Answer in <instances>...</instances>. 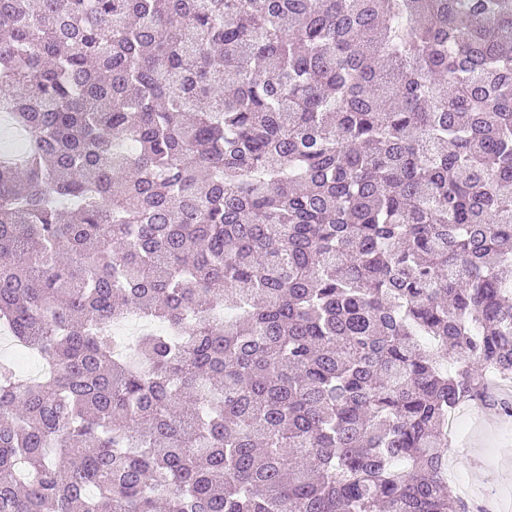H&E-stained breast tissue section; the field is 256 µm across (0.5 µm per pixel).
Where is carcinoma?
<instances>
[{
	"instance_id": "carcinoma-1",
	"label": "carcinoma",
	"mask_w": 512,
	"mask_h": 512,
	"mask_svg": "<svg viewBox=\"0 0 512 512\" xmlns=\"http://www.w3.org/2000/svg\"><path fill=\"white\" fill-rule=\"evenodd\" d=\"M1 86L0 512H474L512 0H0Z\"/></svg>"
}]
</instances>
